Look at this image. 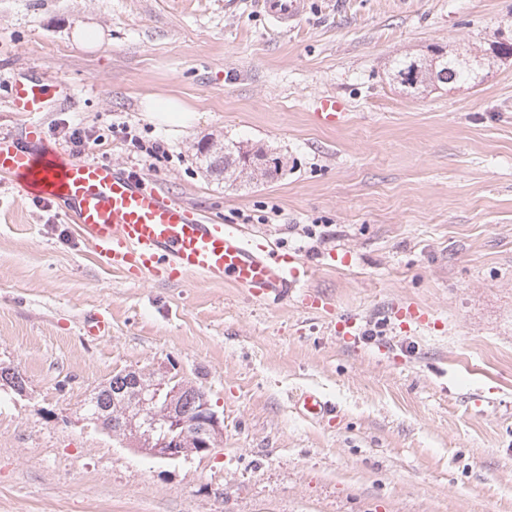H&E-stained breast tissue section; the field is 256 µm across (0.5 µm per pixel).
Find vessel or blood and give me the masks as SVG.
<instances>
[{
    "label": "vessel or blood",
    "mask_w": 512,
    "mask_h": 512,
    "mask_svg": "<svg viewBox=\"0 0 512 512\" xmlns=\"http://www.w3.org/2000/svg\"><path fill=\"white\" fill-rule=\"evenodd\" d=\"M260 8L279 30L290 29L306 10V0H260ZM63 90L29 77L14 79L13 111H45ZM316 121L338 127L348 120L343 101L317 98ZM0 177L28 196L65 209L89 236L105 265L127 275L148 272L161 278L189 273L213 282L228 281L252 296L277 302L296 296L304 307L316 300L304 290L305 270L296 256L252 244L238 227L209 223L179 201L162 195L147 180L96 161L74 162L29 131L25 139H0ZM299 413L317 422L334 420L336 409L320 393L306 390L296 400Z\"/></svg>",
    "instance_id": "vessel-or-blood-1"
}]
</instances>
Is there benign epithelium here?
<instances>
[{"mask_svg": "<svg viewBox=\"0 0 512 512\" xmlns=\"http://www.w3.org/2000/svg\"><path fill=\"white\" fill-rule=\"evenodd\" d=\"M224 175L244 169L259 171L265 158L244 148L238 153L222 152ZM122 381L112 384V405L95 414L97 423L112 428L136 452L155 458L178 460L212 449L223 433V425L213 411L207 394L195 384L182 380L167 389L171 369L127 370ZM196 403L185 407L186 398Z\"/></svg>", "mask_w": 512, "mask_h": 512, "instance_id": "7a95c632", "label": "benign epithelium"}]
</instances>
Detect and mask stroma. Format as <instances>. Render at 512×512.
Instances as JSON below:
<instances>
[{"mask_svg":"<svg viewBox=\"0 0 512 512\" xmlns=\"http://www.w3.org/2000/svg\"><path fill=\"white\" fill-rule=\"evenodd\" d=\"M85 22L103 34L90 49L72 38ZM508 37L512 0H308L285 33L256 0H0V139L95 127L89 160L296 255L321 301L127 277L0 178V367L27 378L0 389V512H512V57L416 96L390 74L401 54ZM19 76L67 95L12 111ZM324 93L345 125L314 121ZM168 96L193 124L152 118ZM120 124L167 158L148 164ZM228 141L278 171L225 183L204 153ZM409 306L424 326L398 318ZM93 313L107 337L85 336ZM161 365L218 413L209 453L149 457L87 420L112 375ZM308 389L338 421L297 414Z\"/></svg>","mask_w":512,"mask_h":512,"instance_id":"1","label":"stroma"}]
</instances>
